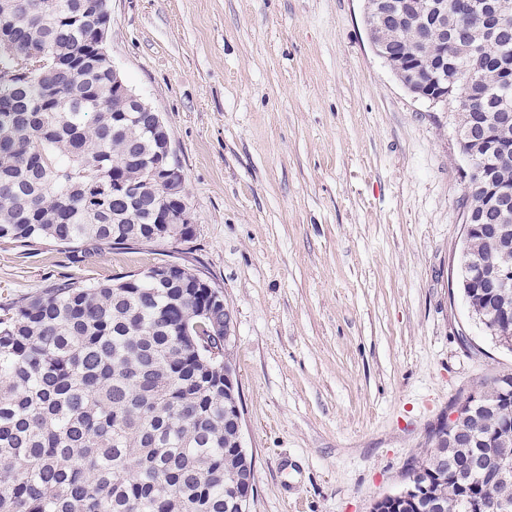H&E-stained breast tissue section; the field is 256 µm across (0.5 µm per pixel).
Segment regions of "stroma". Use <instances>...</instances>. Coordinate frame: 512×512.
<instances>
[{
	"label": "stroma",
	"mask_w": 512,
	"mask_h": 512,
	"mask_svg": "<svg viewBox=\"0 0 512 512\" xmlns=\"http://www.w3.org/2000/svg\"><path fill=\"white\" fill-rule=\"evenodd\" d=\"M109 53L162 115L189 244L89 257L0 240V305L169 260L222 288L250 512H369L512 352L458 287L459 115L372 51L362 0H111Z\"/></svg>",
	"instance_id": "obj_1"
}]
</instances>
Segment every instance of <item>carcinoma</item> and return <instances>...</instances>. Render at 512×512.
Masks as SVG:
<instances>
[{"mask_svg":"<svg viewBox=\"0 0 512 512\" xmlns=\"http://www.w3.org/2000/svg\"><path fill=\"white\" fill-rule=\"evenodd\" d=\"M430 2L414 25L389 26L390 49L414 68L430 69L435 26ZM16 58L36 67L0 89V240L82 253L129 241L176 243L182 202L154 183L151 113L131 110L112 88L111 62L98 56L94 29L110 24L100 0H13L3 20ZM512 27L494 50L459 49L448 68V103L460 123L475 112L493 141L512 114ZM477 68L494 106L471 101L453 77ZM486 178L468 185L464 208L484 210L507 189L512 226V167L483 145H460ZM492 256L512 266V246L467 241L459 285L482 318L489 300L470 286L474 261ZM0 512H229L224 462L238 454L233 406L224 400V305L186 269L154 265L134 280H61L0 308ZM512 351V315L486 325ZM486 420L475 448L497 447L512 426V394L498 379L469 394ZM473 448V449H475ZM471 448H448L461 466ZM407 471L432 478L431 450ZM482 474L444 480L447 512H466L485 496Z\"/></svg>","mask_w":512,"mask_h":512,"instance_id":"carcinoma-1","label":"carcinoma"}]
</instances>
